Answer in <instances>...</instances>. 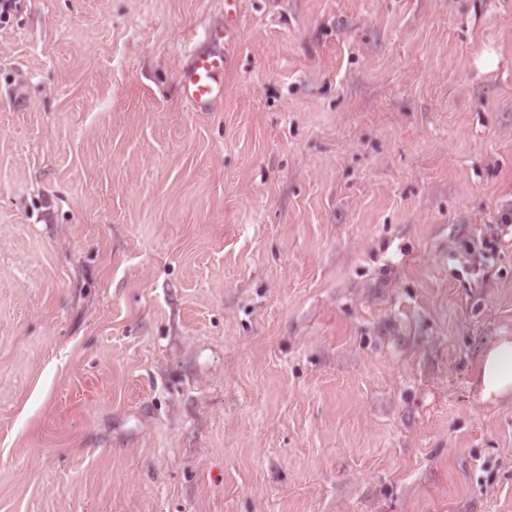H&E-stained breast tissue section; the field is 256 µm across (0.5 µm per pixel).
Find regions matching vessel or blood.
Wrapping results in <instances>:
<instances>
[{"label":"vessel or blood","instance_id":"vessel-or-blood-1","mask_svg":"<svg viewBox=\"0 0 512 512\" xmlns=\"http://www.w3.org/2000/svg\"><path fill=\"white\" fill-rule=\"evenodd\" d=\"M227 64L225 54H199L181 71L183 97L192 109L205 111L223 99Z\"/></svg>","mask_w":512,"mask_h":512}]
</instances>
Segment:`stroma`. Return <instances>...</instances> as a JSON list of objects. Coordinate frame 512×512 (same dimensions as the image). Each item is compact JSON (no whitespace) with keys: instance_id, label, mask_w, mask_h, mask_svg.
Masks as SVG:
<instances>
[{"instance_id":"obj_1","label":"stroma","mask_w":512,"mask_h":512,"mask_svg":"<svg viewBox=\"0 0 512 512\" xmlns=\"http://www.w3.org/2000/svg\"><path fill=\"white\" fill-rule=\"evenodd\" d=\"M239 16L0 23V512H512V0ZM227 57L223 53L197 54L180 73L183 97L196 111H205L224 99V71ZM477 384L482 402L512 396V336H501L484 350Z\"/></svg>"}]
</instances>
